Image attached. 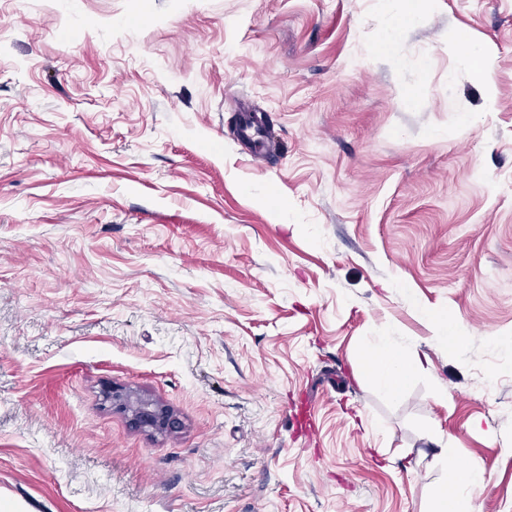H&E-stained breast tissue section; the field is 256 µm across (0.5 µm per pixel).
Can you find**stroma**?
Segmentation results:
<instances>
[{"mask_svg":"<svg viewBox=\"0 0 512 512\" xmlns=\"http://www.w3.org/2000/svg\"><path fill=\"white\" fill-rule=\"evenodd\" d=\"M402 7L383 46L387 0H0V500L427 512L443 437L512 512V0ZM433 320L437 324L441 336H437L441 343L448 347V350H454L457 344L461 341L463 336L456 322L447 314H436ZM415 360L401 354L389 336H379L363 367V374L389 398H397L415 370ZM119 389L117 386L107 388L104 398L130 414V422L136 428L152 435H164L181 427L180 420L166 404L138 391Z\"/></svg>","mask_w":512,"mask_h":512,"instance_id":"35a3bbf8","label":"stroma"}]
</instances>
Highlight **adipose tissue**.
<instances>
[{"mask_svg":"<svg viewBox=\"0 0 512 512\" xmlns=\"http://www.w3.org/2000/svg\"><path fill=\"white\" fill-rule=\"evenodd\" d=\"M415 370V361L401 354L392 338L378 337L363 367V373L388 397H398L408 377ZM432 456L443 465L440 485L431 502L430 512H469L468 502L472 493L484 486L480 467L453 466L454 448L445 441H438Z\"/></svg>","mask_w":512,"mask_h":512,"instance_id":"obj_1","label":"adipose tissue"}]
</instances>
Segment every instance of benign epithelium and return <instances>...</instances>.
Wrapping results in <instances>:
<instances>
[{"mask_svg":"<svg viewBox=\"0 0 512 512\" xmlns=\"http://www.w3.org/2000/svg\"><path fill=\"white\" fill-rule=\"evenodd\" d=\"M104 398L130 414L133 426L152 435L172 433L181 427L171 408L147 394L112 386L104 391Z\"/></svg>","mask_w":512,"mask_h":512,"instance_id":"benign-epithelium-1","label":"benign epithelium"}]
</instances>
